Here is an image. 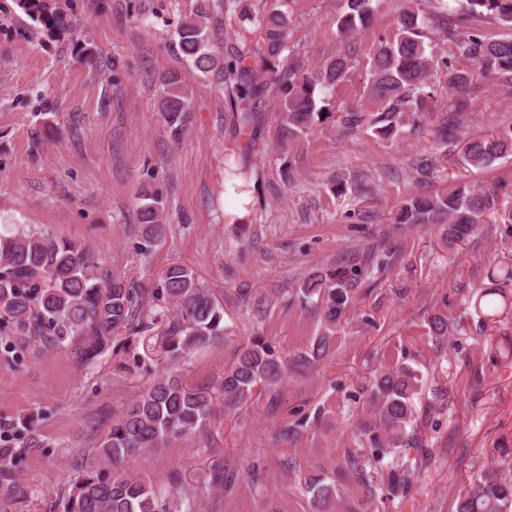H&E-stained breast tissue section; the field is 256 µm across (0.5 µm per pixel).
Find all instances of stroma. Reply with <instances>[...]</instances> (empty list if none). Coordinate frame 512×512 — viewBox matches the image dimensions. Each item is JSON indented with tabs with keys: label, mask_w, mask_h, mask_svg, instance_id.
<instances>
[{
	"label": "stroma",
	"mask_w": 512,
	"mask_h": 512,
	"mask_svg": "<svg viewBox=\"0 0 512 512\" xmlns=\"http://www.w3.org/2000/svg\"><path fill=\"white\" fill-rule=\"evenodd\" d=\"M56 34L33 23L16 0H0V225L25 224L90 249L103 270L133 280L146 305L165 269L190 267L224 308L228 340H216L170 360L163 324L120 337L154 373L175 372L189 385L218 386L238 344L261 336L287 358L308 352L318 315L292 290L312 272L330 271L392 251L395 264L358 295L330 349L311 370L289 374L283 386L228 413L216 403L208 441H175L127 469L170 492L179 512H314L305 481L332 480L330 512H360L363 486L344 470L355 450V424L368 413L374 375L402 362L417 368V433L429 454L403 498L375 499L374 512H451L471 481L488 471L512 477V312L488 323L461 353L439 358L428 315L441 298L482 282L481 259L512 254V237L489 232L479 250L447 244L437 226L396 224L392 216L413 195L461 183L493 190L512 185V155L482 169L462 161L465 143L512 123V88L479 78L480 91L456 139L443 143L434 117L407 139L340 135L323 127L288 142L277 137L275 90L258 105L252 135L263 155L240 153L259 175L248 184L245 222L231 224L224 150L245 143L233 125L224 89L187 72L192 118L180 138L164 121L162 77L182 69L168 49L176 25L195 0H56ZM290 18L288 39L302 44V67L354 53L360 62L336 85L338 105L368 112L364 65L378 36L393 35L405 0H385L368 31L342 38L336 26L343 0H262ZM435 167L421 176L418 156ZM370 180L365 200L336 196L341 181ZM159 190L164 232L144 246L137 220L141 183ZM0 320V443L14 426L35 421L39 447L0 480V512H58L82 466L91 462L112 419L149 382L124 353L79 362L71 349L19 343ZM305 418L296 435L283 427ZM221 468L231 489L213 486Z\"/></svg>",
	"instance_id": "35a3bbf8"
}]
</instances>
